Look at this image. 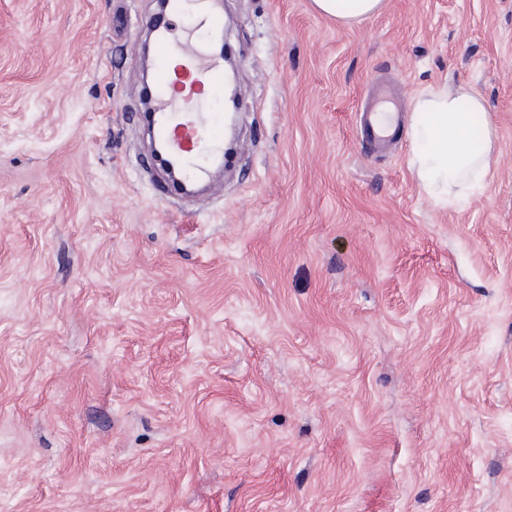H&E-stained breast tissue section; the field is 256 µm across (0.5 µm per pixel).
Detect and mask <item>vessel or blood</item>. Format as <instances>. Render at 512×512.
Masks as SVG:
<instances>
[{
	"label": "vessel or blood",
	"mask_w": 512,
	"mask_h": 512,
	"mask_svg": "<svg viewBox=\"0 0 512 512\" xmlns=\"http://www.w3.org/2000/svg\"><path fill=\"white\" fill-rule=\"evenodd\" d=\"M192 2L167 0L165 14L148 22L156 31L149 126L165 159L181 175L180 182L170 186L174 194L188 193L190 183L205 180L212 161L224 150V60L212 47L224 31V15L211 8V0H201L207 10L196 15ZM203 90L212 94L211 108L200 104L198 94ZM396 95L393 89L384 92L361 112L360 131L367 142L382 146L389 140L398 115L381 106Z\"/></svg>",
	"instance_id": "b4317fda"
}]
</instances>
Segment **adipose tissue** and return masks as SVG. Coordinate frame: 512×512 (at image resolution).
Returning <instances> with one entry per match:
<instances>
[{"label": "adipose tissue", "instance_id": "adipose-tissue-1", "mask_svg": "<svg viewBox=\"0 0 512 512\" xmlns=\"http://www.w3.org/2000/svg\"><path fill=\"white\" fill-rule=\"evenodd\" d=\"M323 15L352 25L379 14L385 0H313ZM487 112L483 97L463 84L436 85L415 99L410 167L423 188L445 204L461 192L483 185L492 161V145L482 153L470 148L473 116Z\"/></svg>", "mask_w": 512, "mask_h": 512}]
</instances>
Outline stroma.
I'll use <instances>...</instances> for the list:
<instances>
[{
    "mask_svg": "<svg viewBox=\"0 0 512 512\" xmlns=\"http://www.w3.org/2000/svg\"><path fill=\"white\" fill-rule=\"evenodd\" d=\"M385 2L227 0L237 152L181 198L144 162L154 0H0L7 512H512V0ZM444 82L497 161L441 207L409 126ZM316 9L323 15L352 25L379 14L384 0H313ZM399 93L395 88L382 93L374 103L360 113V131L362 138L369 143L383 146L390 138V130L398 121L397 112H383L381 106L391 103Z\"/></svg>",
    "mask_w": 512,
    "mask_h": 512,
    "instance_id": "35a3bbf8",
    "label": "stroma"
}]
</instances>
